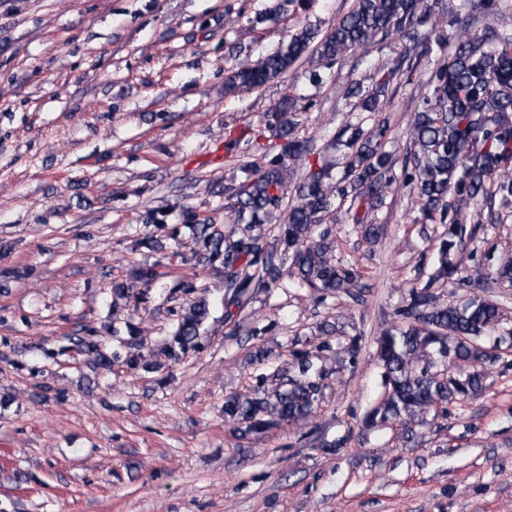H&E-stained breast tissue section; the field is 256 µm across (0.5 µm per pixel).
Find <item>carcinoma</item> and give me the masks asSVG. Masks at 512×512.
<instances>
[{
	"label": "carcinoma",
	"instance_id": "obj_1",
	"mask_svg": "<svg viewBox=\"0 0 512 512\" xmlns=\"http://www.w3.org/2000/svg\"><path fill=\"white\" fill-rule=\"evenodd\" d=\"M497 0H352L346 13L325 31L301 28L275 51L240 67L226 78L227 94L252 91L287 74L312 55L328 67L357 48L371 51L388 36L404 42L395 58L370 88L352 84L347 95L359 99L363 112L374 114L366 125L344 127L337 142L344 147L341 176L333 180L323 165L309 167L304 180L289 192L287 162L310 152L308 141L295 135L294 100L283 99L267 114V125L278 131L280 152L265 165H241L245 181L224 192L234 200L231 212L238 236L224 235L216 224L191 226L192 253L202 263H220L224 274V323L236 324L238 313L252 295L291 280L318 293L344 292L353 297L361 288V273L354 263L337 255V239L324 225L336 201H350L363 210L355 214L352 230L368 242L377 241L383 226L368 221L385 201L392 186L417 192L425 223L440 224L438 267L425 284L410 290L399 310L405 326L387 330L377 340V355L386 392L364 418L367 428L391 420L409 426L433 407L448 413V405L480 394L484 374L478 366L498 360L482 344L502 321L503 308L493 300L472 294L464 303L440 302L437 286L451 281L460 288H478L480 270L462 258L466 240L494 223L495 200L512 202V30L486 27L487 35L471 32L474 21L493 17ZM457 26L453 53L429 78L415 82L416 65L441 44L438 19ZM417 84L424 89L420 109L408 121L407 144L400 171L397 158L386 149L391 135L389 118L382 115L393 82ZM474 211L478 220L467 225L452 211L449 196ZM287 208L285 223L269 241L258 229L276 210ZM209 315L204 298L192 302L178 319L162 354L176 363L199 348L200 328ZM74 347L88 356V367L108 371L118 355H108L93 334L78 336ZM296 371L275 386L266 376L249 395L224 398V423L244 435L264 434L284 423L306 425L320 400L325 366L310 354H293ZM131 370H159L163 363L130 352Z\"/></svg>",
	"mask_w": 512,
	"mask_h": 512
}]
</instances>
